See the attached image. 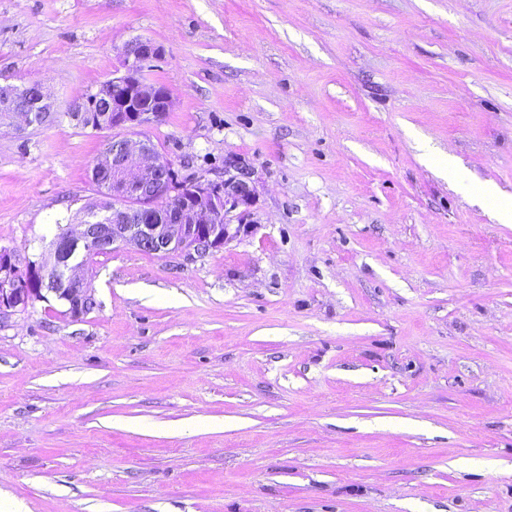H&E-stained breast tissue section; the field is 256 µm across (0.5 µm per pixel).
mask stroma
I'll list each match as a JSON object with an SVG mask.
<instances>
[{"mask_svg":"<svg viewBox=\"0 0 512 512\" xmlns=\"http://www.w3.org/2000/svg\"><path fill=\"white\" fill-rule=\"evenodd\" d=\"M179 177L234 155L250 230L94 256L95 309L0 313V512H512V0H0V248L97 195L69 104L134 38ZM30 83L35 84L38 88V98L37 104H35V100L30 95V91L27 88L26 84L22 85L18 88V97L23 104L29 105L30 108H39L38 112H33L28 108H24L18 105L15 102V92L17 91V87L15 85L6 84L0 85V118L2 120L12 119L19 122L20 125L25 127H30L35 125V122L32 120L31 113L33 112L36 115L42 114L43 112H50V114L43 118H41L37 122V126H43L50 123H53L59 118L57 112L54 111V102L50 96V94L45 90L42 82L37 79H32Z\"/></svg>","mask_w":512,"mask_h":512,"instance_id":"1","label":"stroma"}]
</instances>
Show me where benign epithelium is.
<instances>
[{
  "instance_id": "7a95c632",
  "label": "benign epithelium",
  "mask_w": 512,
  "mask_h": 512,
  "mask_svg": "<svg viewBox=\"0 0 512 512\" xmlns=\"http://www.w3.org/2000/svg\"><path fill=\"white\" fill-rule=\"evenodd\" d=\"M162 56V49L149 39L135 38L123 49L122 71L101 82L86 98L73 101L70 112H95V126L104 130H137L156 124L173 107L168 90L150 84L141 74ZM17 87L0 85V118L20 125H35L30 109L15 102ZM110 167L120 173L125 191L112 193V223L81 224L55 237L38 260L20 265L15 253L1 248L0 312L27 306L52 294L68 305V314L78 319L90 313L95 303L85 287V266L73 259L79 247L105 249L116 243H131L141 252L158 257L193 251L205 255L222 248L246 228L257 196L252 167L229 157L224 171L198 178L192 200L171 203L164 183L171 171L148 138L133 141L114 135L96 158L93 168ZM60 268L71 288H30L28 284L47 270Z\"/></svg>"
}]
</instances>
